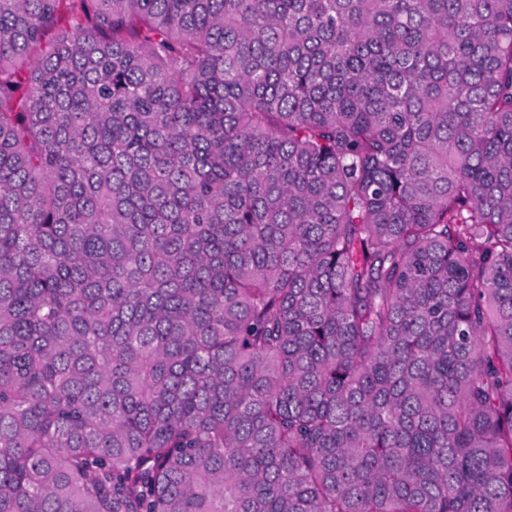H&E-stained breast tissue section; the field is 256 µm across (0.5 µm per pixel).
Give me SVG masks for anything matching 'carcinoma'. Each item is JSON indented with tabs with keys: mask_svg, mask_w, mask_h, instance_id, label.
Here are the masks:
<instances>
[{
	"mask_svg": "<svg viewBox=\"0 0 512 512\" xmlns=\"http://www.w3.org/2000/svg\"><path fill=\"white\" fill-rule=\"evenodd\" d=\"M0 512H512V0H0Z\"/></svg>",
	"mask_w": 512,
	"mask_h": 512,
	"instance_id": "obj_1",
	"label": "carcinoma"
}]
</instances>
